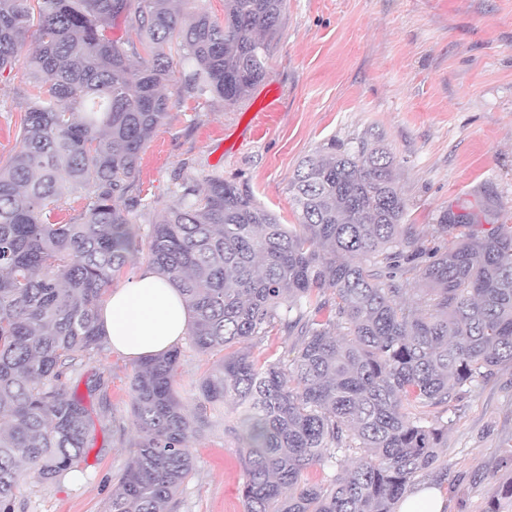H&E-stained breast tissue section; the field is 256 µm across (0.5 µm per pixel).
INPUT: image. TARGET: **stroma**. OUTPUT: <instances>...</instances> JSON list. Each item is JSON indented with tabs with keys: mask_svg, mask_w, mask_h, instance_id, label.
I'll use <instances>...</instances> for the list:
<instances>
[{
	"mask_svg": "<svg viewBox=\"0 0 512 512\" xmlns=\"http://www.w3.org/2000/svg\"><path fill=\"white\" fill-rule=\"evenodd\" d=\"M265 81L233 106L166 88L174 105L146 143L136 185L149 209L137 210L148 234L177 203V173L220 175L248 190L281 223H297L290 180L299 163L328 140L356 146L381 137L394 155L407 201L404 221L423 247L448 209L478 211L485 193L512 224V0H285L270 46ZM30 91L23 65L0 81V164L19 148ZM280 116L261 134L249 124L270 98ZM177 390L194 406L197 383L213 356L179 344ZM134 363L104 351L80 368L108 383L92 398L90 449L82 472L59 483L27 478L15 512H104L127 467L137 429L127 394ZM231 408L191 438L192 477L176 512H244L240 444L224 432ZM443 512H484L512 468V367L464 386L448 406Z\"/></svg>",
	"mask_w": 512,
	"mask_h": 512,
	"instance_id": "1",
	"label": "stroma"
}]
</instances>
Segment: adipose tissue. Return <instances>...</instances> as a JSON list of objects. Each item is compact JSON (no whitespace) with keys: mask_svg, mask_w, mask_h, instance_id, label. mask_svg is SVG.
<instances>
[{"mask_svg":"<svg viewBox=\"0 0 512 512\" xmlns=\"http://www.w3.org/2000/svg\"><path fill=\"white\" fill-rule=\"evenodd\" d=\"M189 311L172 282L140 268L110 289L99 309V327L113 351L140 360L171 349L187 332Z\"/></svg>","mask_w":512,"mask_h":512,"instance_id":"obj_1","label":"adipose tissue"}]
</instances>
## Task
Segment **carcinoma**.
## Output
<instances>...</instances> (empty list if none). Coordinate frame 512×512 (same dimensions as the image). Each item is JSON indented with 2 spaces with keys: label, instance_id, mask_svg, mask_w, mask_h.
Returning a JSON list of instances; mask_svg holds the SVG:
<instances>
[{
  "label": "carcinoma",
  "instance_id": "obj_1",
  "mask_svg": "<svg viewBox=\"0 0 512 512\" xmlns=\"http://www.w3.org/2000/svg\"><path fill=\"white\" fill-rule=\"evenodd\" d=\"M0 0V76L24 59L31 86L20 147L0 166V512H14L24 476L66 479L89 449L85 397L59 381L103 352L107 288L131 255L182 292L187 334L216 354L187 412L175 389L180 351L138 362L129 400L138 430L106 512L178 506L194 470L190 437L233 404L224 432L241 444L245 512H396L428 471L443 472V414L458 391L512 365V224L498 201L439 218L435 239L483 221L451 246L422 248L380 142L332 139L296 170L300 222L282 224L220 175H181L182 194L147 238L128 196L141 153L165 118L172 58L182 91L234 106L266 77L284 0ZM124 19L125 37L108 35ZM86 200L67 224H46L65 194ZM417 269L413 304L398 273ZM333 297L324 298L326 290ZM281 325L295 338L273 360L237 345ZM342 472L301 483L308 469ZM512 505V482L485 512Z\"/></svg>",
  "mask_w": 512,
  "mask_h": 512
}]
</instances>
